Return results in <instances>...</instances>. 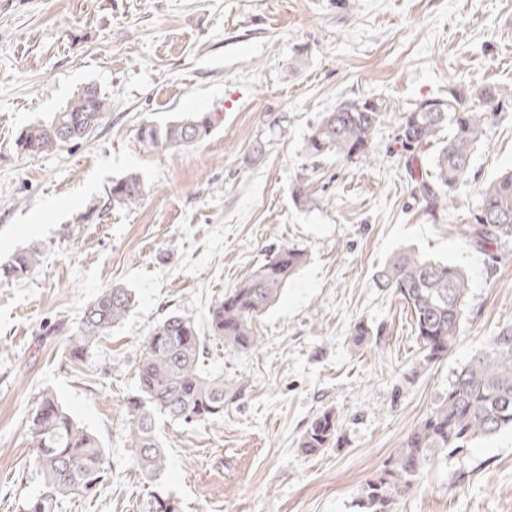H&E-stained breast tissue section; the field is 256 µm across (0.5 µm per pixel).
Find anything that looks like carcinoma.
<instances>
[{
    "label": "carcinoma",
    "mask_w": 512,
    "mask_h": 512,
    "mask_svg": "<svg viewBox=\"0 0 512 512\" xmlns=\"http://www.w3.org/2000/svg\"><path fill=\"white\" fill-rule=\"evenodd\" d=\"M500 93L488 87L471 90L454 86L446 98L420 101L405 113L395 137L397 152L413 182V195L432 216L448 210L467 183L474 150L484 135L486 120L502 111ZM110 104L97 89L87 87L52 120L23 129L15 139L22 154L35 155L79 144L105 119ZM383 103L362 98L339 103L309 129L307 157L316 161L334 155L346 162L368 163L373 136L384 120ZM207 112H188L165 123H147L139 130L148 145L189 146L210 134ZM438 144L433 174L414 167L417 149ZM144 183L137 174L112 182L114 204H139ZM512 240V169L489 180L480 192L467 241L490 251ZM38 252L29 251L0 264V280L21 279L36 266ZM305 263L302 251L279 247L238 286L224 292L208 312L209 335L201 336L192 317L174 313L156 323L144 338L138 361V388L127 401L129 447L144 479L155 481L165 472L167 457L156 433L160 416L184 422L224 416V378L203 368L210 340L242 353L254 350L260 337L252 324L280 298L288 281ZM410 309L423 363L448 356L465 320L467 278L457 266L435 262L411 250L395 253L377 272ZM135 304L128 288L103 289L88 303L75 331L68 337L71 357L80 359L96 341L123 321ZM512 429V326L502 327L483 349L454 375L447 394L406 437L390 465L358 492L357 512H394L399 497L413 490L424 469L440 454L455 453L472 441ZM29 437L36 448L33 464L42 475L39 494L24 504V512H56L59 500L91 494L105 478V448L79 424L57 396L46 390L31 411ZM343 444L336 414L315 416L298 440L306 455Z\"/></svg>",
    "instance_id": "carcinoma-1"
}]
</instances>
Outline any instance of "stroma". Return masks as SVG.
Returning a JSON list of instances; mask_svg holds the SVG:
<instances>
[{
	"mask_svg": "<svg viewBox=\"0 0 512 512\" xmlns=\"http://www.w3.org/2000/svg\"><path fill=\"white\" fill-rule=\"evenodd\" d=\"M453 85L512 93V0H0V261L40 254L25 279L0 282V512H22L41 487L28 426L45 390L107 450L97 490L58 512H152L158 495L178 512H356L360 486L512 323V241L486 254L464 235L483 184L512 167V108L488 119L439 219L395 152L404 113ZM87 86L111 105L87 141L16 151L22 129ZM357 98L386 106L372 162H310V124ZM188 112L211 113L209 136L181 149L140 140L143 124ZM130 173L140 203L111 204ZM283 245L306 262L256 321L259 347L208 346L223 417L162 421L167 468L142 483L126 401L144 336L175 312L206 330L209 307ZM405 248L468 278L460 338L424 368L410 311L374 281ZM115 284L134 307L74 360L82 309ZM360 323L371 336L359 344ZM326 409L344 445L302 454ZM395 512H512V432L439 456Z\"/></svg>",
	"mask_w": 512,
	"mask_h": 512,
	"instance_id": "stroma-1",
	"label": "stroma"
}]
</instances>
